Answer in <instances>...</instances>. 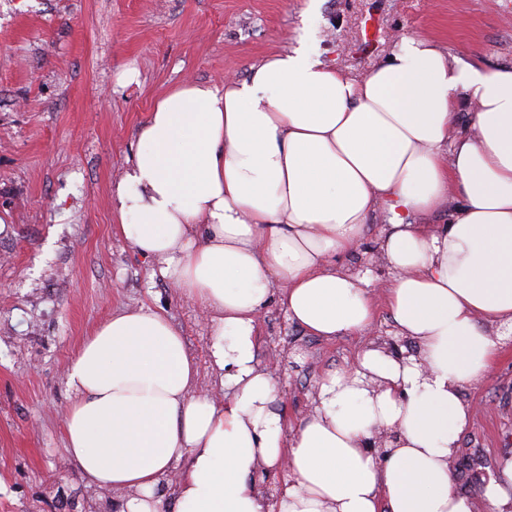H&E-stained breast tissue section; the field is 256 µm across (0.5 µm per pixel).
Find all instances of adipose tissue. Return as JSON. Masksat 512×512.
<instances>
[{
	"instance_id": "1",
	"label": "adipose tissue",
	"mask_w": 512,
	"mask_h": 512,
	"mask_svg": "<svg viewBox=\"0 0 512 512\" xmlns=\"http://www.w3.org/2000/svg\"><path fill=\"white\" fill-rule=\"evenodd\" d=\"M451 201L449 223H429ZM378 210L384 300L415 350L365 347L289 423L256 362L260 315L274 297L311 335L370 330L377 281L337 260ZM112 211L208 315L224 389L197 392L181 331L151 307L84 340L65 374V450L118 493L114 512H474L449 461L473 414L461 389L504 347L485 327L512 328V67L405 36L354 78L300 39L247 78L163 94Z\"/></svg>"
}]
</instances>
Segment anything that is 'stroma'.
Instances as JSON below:
<instances>
[{
  "label": "stroma",
  "instance_id": "stroma-1",
  "mask_svg": "<svg viewBox=\"0 0 512 512\" xmlns=\"http://www.w3.org/2000/svg\"><path fill=\"white\" fill-rule=\"evenodd\" d=\"M0 0V512H113L65 452L67 364L123 308L146 305L179 328L217 396L205 313L117 232L112 188L154 101L184 82L223 85L308 36L323 61L354 76L404 36L452 55L512 67V0ZM383 35L362 45L366 16ZM134 70V81L122 79ZM383 212L372 213L351 271L390 277L378 261ZM360 336L325 340L269 302L257 360H282V406L304 416L318 381L350 362ZM475 413L459 439L455 488L482 502L512 456V341L487 378L464 386Z\"/></svg>",
  "mask_w": 512,
  "mask_h": 512
}]
</instances>
